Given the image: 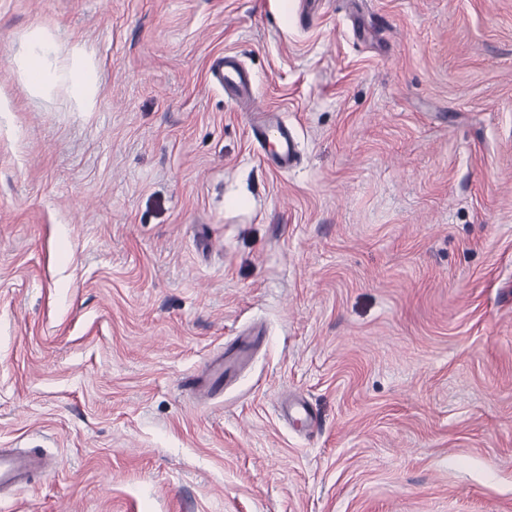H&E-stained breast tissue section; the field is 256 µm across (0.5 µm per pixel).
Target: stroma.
<instances>
[{"mask_svg": "<svg viewBox=\"0 0 512 512\" xmlns=\"http://www.w3.org/2000/svg\"><path fill=\"white\" fill-rule=\"evenodd\" d=\"M298 4L0 0V512H512V0ZM54 43L47 35L37 37L30 45L27 69L31 82L40 83L45 76V61L54 52ZM73 63L64 74L79 108L83 112H93L98 103V86L95 66L84 60L79 48L71 52ZM214 64L217 79L224 84V92L241 102L255 99L256 94L251 75L242 66L236 55L224 54L217 58ZM253 138L260 144L262 156L280 170H288L299 159L298 143L288 126L277 124L267 128L258 120L251 124ZM270 147V148H269ZM35 472L51 475L52 469L45 464V454L30 449L23 452L0 449V490L11 488L20 490L27 486Z\"/></svg>", "mask_w": 512, "mask_h": 512, "instance_id": "1", "label": "stroma"}]
</instances>
